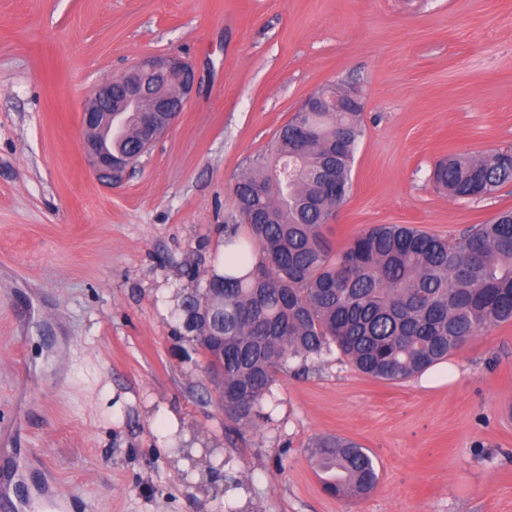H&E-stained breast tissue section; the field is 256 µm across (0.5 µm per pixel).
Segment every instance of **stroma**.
Listing matches in <instances>:
<instances>
[{
	"mask_svg": "<svg viewBox=\"0 0 512 512\" xmlns=\"http://www.w3.org/2000/svg\"><path fill=\"white\" fill-rule=\"evenodd\" d=\"M166 53L201 86L103 186L84 103ZM337 82L361 89L366 132L334 248L374 224L457 238L512 207V184L469 200L432 180L446 155L512 148V0H0V461L25 456L36 512H512V324L399 382L330 350L279 372L246 428L183 325L224 265L238 178ZM168 412L200 448L190 469L159 442ZM324 435L367 450V497L323 490Z\"/></svg>",
	"mask_w": 512,
	"mask_h": 512,
	"instance_id": "stroma-1",
	"label": "stroma"
}]
</instances>
